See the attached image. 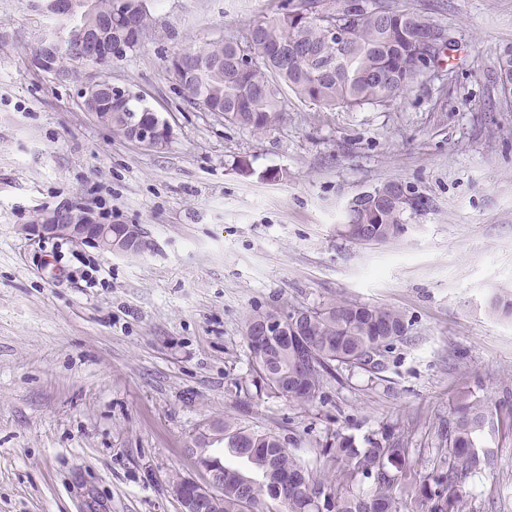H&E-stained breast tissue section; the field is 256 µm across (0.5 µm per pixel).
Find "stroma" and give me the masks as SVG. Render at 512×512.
Instances as JSON below:
<instances>
[{
	"mask_svg": "<svg viewBox=\"0 0 512 512\" xmlns=\"http://www.w3.org/2000/svg\"><path fill=\"white\" fill-rule=\"evenodd\" d=\"M455 49L383 106L327 109L286 95L256 134L186 101L168 71L186 46L245 41L281 0H146L152 26L106 74L142 94L174 137L146 150L81 106L94 68L59 82L34 67L54 17L0 0V512H181L168 482L232 415L273 432L320 476L335 433L391 430L436 468L461 389L512 408V0H408ZM390 182L420 201L379 245L339 231L351 201ZM143 229L140 254L34 238L63 204ZM332 300L401 311L408 331L380 378L327 377L301 406L250 368L246 321ZM468 478L474 512H512V431Z\"/></svg>",
	"mask_w": 512,
	"mask_h": 512,
	"instance_id": "35a3bbf8",
	"label": "stroma"
}]
</instances>
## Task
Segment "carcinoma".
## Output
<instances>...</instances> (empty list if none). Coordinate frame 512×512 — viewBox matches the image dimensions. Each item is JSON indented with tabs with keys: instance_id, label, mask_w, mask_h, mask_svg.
Listing matches in <instances>:
<instances>
[{
	"instance_id": "cac0c4a2",
	"label": "carcinoma",
	"mask_w": 512,
	"mask_h": 512,
	"mask_svg": "<svg viewBox=\"0 0 512 512\" xmlns=\"http://www.w3.org/2000/svg\"><path fill=\"white\" fill-rule=\"evenodd\" d=\"M112 2L74 0L72 17L48 10L65 36L57 38L59 55L47 58L40 70L68 78L69 65L84 63V33L90 27L106 34L104 43L117 60L138 47V34L152 22L145 0H128L123 16L113 13ZM303 4L302 14L253 25L246 48L256 64L250 68L236 63L240 47L231 39L175 53L185 98L197 106L208 101L224 112L225 121L260 134L283 118L285 89L325 107L383 105L417 81L435 55L449 49L445 28L399 0H379L374 11L355 8V0H335L330 10L324 0ZM332 16L343 24L345 37L326 65L324 31ZM435 30L442 34L439 46L421 41ZM98 105L109 114L112 133L123 138L128 136L127 114H153L135 95L114 102L102 92ZM384 189L390 201L381 203L369 195L350 210L348 222L371 225L387 242L403 230V199H414L399 184ZM300 312V335L270 342L253 335V329L280 312L255 311L246 322V341L256 377L273 393L301 405L320 398L325 376L338 367L383 371L387 354L408 330L403 314L390 307L338 300ZM504 421L512 426V410L502 413L488 399L460 392L450 408L446 455L423 476L417 475L408 449L387 431L368 439L365 448L357 447L352 436L336 433L323 445V454L342 468L322 477L311 475L278 436L253 431L231 416L209 426L193 446L222 443L229 457L246 462L254 472L248 476L218 457L204 460L221 482L214 505L218 512H400L406 492L411 512H466L464 484L491 464L492 452L484 441ZM359 478L372 481L371 491L354 488Z\"/></svg>"
}]
</instances>
